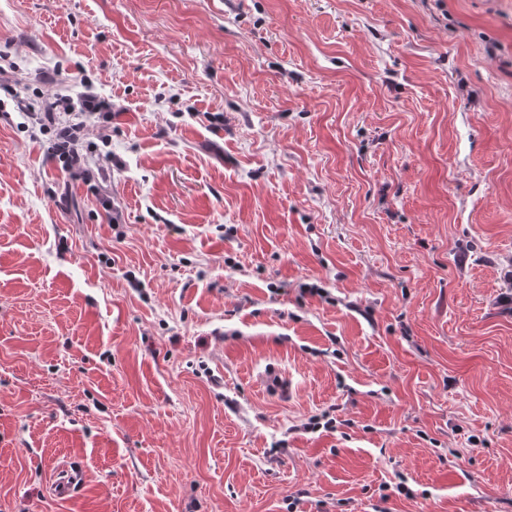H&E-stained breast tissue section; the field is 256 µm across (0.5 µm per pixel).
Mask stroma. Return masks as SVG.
<instances>
[{"label":"stroma","instance_id":"stroma-1","mask_svg":"<svg viewBox=\"0 0 512 512\" xmlns=\"http://www.w3.org/2000/svg\"><path fill=\"white\" fill-rule=\"evenodd\" d=\"M0 67L121 218L0 89V512H512V0H0ZM18 108L32 120L31 133L37 139V134L53 130L55 140L49 146L52 156L63 159V167L74 178L87 183L95 181L96 162L84 153V135L93 124L105 129L112 122V108L95 94L82 93L78 104L74 107L63 108V101L58 97H41L36 102H30L18 95ZM82 479L81 469L74 462L59 465L51 484L53 495L59 498L73 497Z\"/></svg>","mask_w":512,"mask_h":512}]
</instances>
